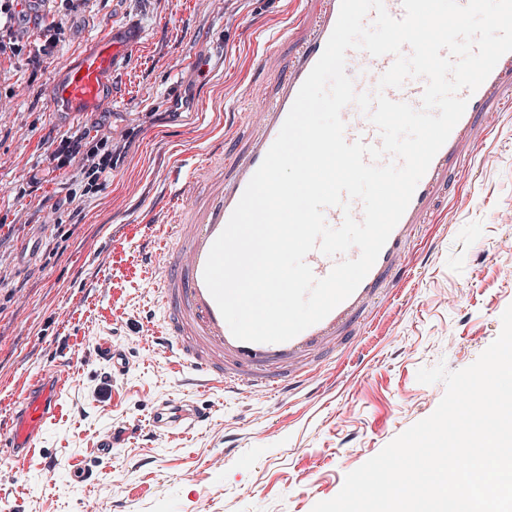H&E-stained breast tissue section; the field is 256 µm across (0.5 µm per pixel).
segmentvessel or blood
I'll return each mask as SVG.
<instances>
[{
    "label": "vessel or blood",
    "instance_id": "vessel-or-blood-1",
    "mask_svg": "<svg viewBox=\"0 0 512 512\" xmlns=\"http://www.w3.org/2000/svg\"><path fill=\"white\" fill-rule=\"evenodd\" d=\"M340 0H310L308 35L277 82L275 94L265 99L253 121V135L231 167L207 166L206 193L193 188L169 199L178 214L170 224L148 225L144 254L155 276L151 286L165 309V317L151 332L160 352L175 356L179 366L202 378L207 388L237 387L271 394L292 392L312 378L316 365L335 357L351 341L352 330L370 319L390 299L407 272V257L420 245V224L430 209L449 164L461 155L477 117L512 80V52L504 54L476 91L461 90L465 112L420 179L403 216L392 230L375 264L357 289L323 320L282 343H251L236 339L225 322L203 278L211 246L228 223L251 177L275 141L298 91L320 58L334 29ZM143 39L132 23L109 27L66 65L53 82V111H92L112 97V78L122 71ZM391 54L379 57L351 49L346 72L359 93H375L378 80L394 63ZM424 78H411L398 88L385 89L393 101L421 107ZM347 142L380 145L378 130L356 104L341 112ZM65 372L55 366L49 384L27 398L19 414L0 423V447L33 448L62 397ZM210 409L169 398L151 411L153 428L173 432L210 421Z\"/></svg>",
    "mask_w": 512,
    "mask_h": 512
}]
</instances>
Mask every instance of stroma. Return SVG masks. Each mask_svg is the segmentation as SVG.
Segmentation results:
<instances>
[{"label": "stroma", "mask_w": 512, "mask_h": 512, "mask_svg": "<svg viewBox=\"0 0 512 512\" xmlns=\"http://www.w3.org/2000/svg\"><path fill=\"white\" fill-rule=\"evenodd\" d=\"M51 47L0 57V420L56 362H70L56 417L33 449L0 456V512H312L347 473L431 415L443 382L417 372L472 364L512 304V107L490 106L463 151L467 172L443 182L400 292L341 361L280 396L190 383L154 352L147 325L162 318L139 243L167 224L158 202L201 180L205 153L245 147L258 104L276 91L300 40L299 0H83L57 4ZM137 21L144 44L112 80V97L77 118L51 111L60 67L104 29ZM288 38L270 46L271 35ZM200 113L187 123L188 113ZM112 139L115 161L95 193L56 221L76 166L52 154L76 131ZM125 355L113 372L97 345ZM184 397L210 423L176 434L151 427L154 405ZM128 431L111 458L98 442ZM90 481H81L83 472Z\"/></svg>", "instance_id": "35a3bbf8"}]
</instances>
